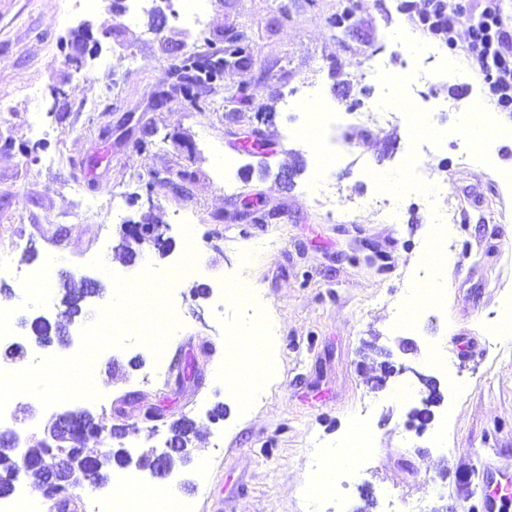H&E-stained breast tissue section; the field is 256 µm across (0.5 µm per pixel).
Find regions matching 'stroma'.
<instances>
[{
    "instance_id": "stroma-1",
    "label": "stroma",
    "mask_w": 512,
    "mask_h": 512,
    "mask_svg": "<svg viewBox=\"0 0 512 512\" xmlns=\"http://www.w3.org/2000/svg\"><path fill=\"white\" fill-rule=\"evenodd\" d=\"M350 2L353 24L344 33L331 25L336 0H211L204 26L173 20L159 33L145 8L126 23L81 11L73 0H0V100L10 105L0 111V252L21 237L24 265L53 256L54 281L101 280L105 292L93 300L99 310L113 300L112 281L91 262L114 256L124 225L148 212L160 217L170 242L166 253L146 248L154 268L170 272L190 248L176 217L185 206L195 212L192 248L200 259L198 273L181 278L170 295L181 327L163 360L143 344L109 348L93 374L98 400L46 409L33 396H17L10 414L25 419L23 447L41 442L58 415L79 408L106 428H124L112 445L135 458L161 452L171 425L189 421L197 430L193 463L161 480L133 471L137 485H161L196 512H312L311 439L339 452L362 422L378 443L348 465L341 512H357L365 490L372 512H390L392 496L424 504L426 512H484L487 478L512 472V337L497 331L512 303V183L498 176L512 169V140L496 142L493 169L466 155L459 90L485 100L468 72L429 89L444 105V136L421 162L446 177V193L420 186L396 194L397 224L380 223L370 204L383 191L377 171L404 174L405 150L418 140L410 119L366 129L337 120L329 132L342 152L329 181L336 204L305 191L319 164L316 146L297 133L310 114L286 110L283 88L317 85L324 100L348 110L369 92L359 76L371 56L414 79L438 67L397 39L403 30L422 37L402 0ZM86 18L106 32L99 59L80 69L66 41ZM234 33L247 36L251 62L225 70L207 90L210 111H195L171 91L175 68L191 51L218 59ZM340 70L352 73L350 84L338 85ZM30 86L41 87L40 99L27 95ZM260 107L267 119L256 136L249 118ZM36 112L42 129L35 133L29 119ZM218 154L235 163V191L217 179ZM291 166L294 178L281 179ZM181 174L184 191L172 193L163 180ZM157 176L153 206L136 202ZM118 195L126 200L120 221L112 218ZM247 202L266 214L265 223L237 220ZM434 206L447 213L448 249L470 273L445 270L437 306L402 323L397 307L408 305L412 286L429 273ZM242 269L275 325L272 371L252 400L235 393L224 373L232 334L252 319L224 295ZM201 284L210 292L198 298ZM37 315L60 334L52 345L28 349L26 363L79 351L83 324L70 320L58 294L17 313ZM452 335L474 340L470 358L449 346ZM406 341L414 351L403 352ZM437 349L440 364L432 361ZM383 350L439 381L444 399L426 428L409 420L422 404L421 385L407 374L384 377ZM154 410L162 420H150Z\"/></svg>"
}]
</instances>
